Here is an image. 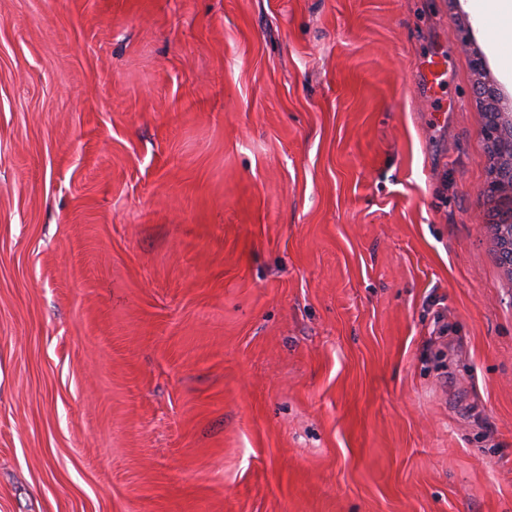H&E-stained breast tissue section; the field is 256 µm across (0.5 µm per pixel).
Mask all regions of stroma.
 I'll list each match as a JSON object with an SVG mask.
<instances>
[{
	"mask_svg": "<svg viewBox=\"0 0 512 512\" xmlns=\"http://www.w3.org/2000/svg\"><path fill=\"white\" fill-rule=\"evenodd\" d=\"M476 5L0 0V512H512Z\"/></svg>",
	"mask_w": 512,
	"mask_h": 512,
	"instance_id": "stroma-1",
	"label": "stroma"
}]
</instances>
